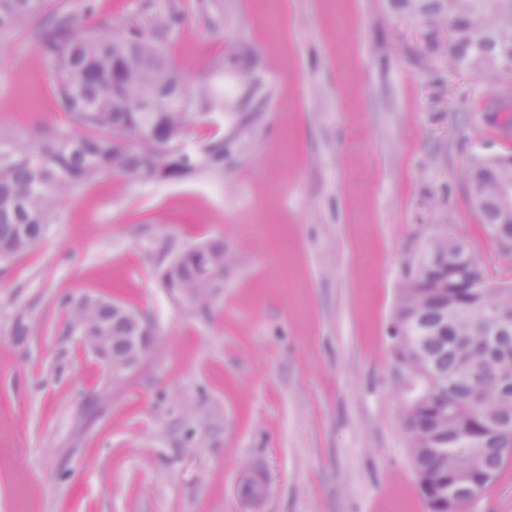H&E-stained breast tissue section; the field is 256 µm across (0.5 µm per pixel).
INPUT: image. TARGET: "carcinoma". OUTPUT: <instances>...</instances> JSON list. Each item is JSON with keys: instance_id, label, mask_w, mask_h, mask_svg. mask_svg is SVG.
<instances>
[{"instance_id": "carcinoma-1", "label": "carcinoma", "mask_w": 512, "mask_h": 512, "mask_svg": "<svg viewBox=\"0 0 512 512\" xmlns=\"http://www.w3.org/2000/svg\"><path fill=\"white\" fill-rule=\"evenodd\" d=\"M425 13H444L448 58L461 70L512 76V0H410ZM97 0H0V31L28 26L53 68V92L67 123L37 130L28 142L0 128V260L38 244L60 200L78 183L117 172L139 180H180L224 169L220 137L191 153V122L209 123L211 85H187L161 47L182 24L170 7L153 25L113 30ZM97 17L94 27L85 21ZM481 223L512 250V201L499 194L512 164L477 159L467 173ZM224 243L179 253L163 285L203 306L224 281ZM416 282L401 288L394 325L398 365L412 379L403 390V420L422 492L439 487L459 499L482 491L512 453V285L490 282L470 244L432 239L417 261ZM457 280L461 288H451ZM67 327L104 336L112 361L130 346L128 321L113 302L66 297Z\"/></svg>"}]
</instances>
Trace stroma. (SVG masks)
I'll use <instances>...</instances> for the list:
<instances>
[{"label": "stroma", "instance_id": "stroma-1", "mask_svg": "<svg viewBox=\"0 0 512 512\" xmlns=\"http://www.w3.org/2000/svg\"><path fill=\"white\" fill-rule=\"evenodd\" d=\"M99 3L145 24L169 0ZM178 3L164 46L190 83L260 86L186 140L236 134L222 172L101 175L0 265V512H427L390 327L434 237L467 240L512 283L466 179L476 158L512 155L477 111L512 103V78L455 68L443 16L401 0ZM242 112L257 115L243 130ZM64 121L34 40L0 38V127ZM209 240L232 261L199 308L159 273ZM82 295L153 327L120 383L66 327L60 300ZM257 478L263 494L244 495ZM473 510L512 512V455Z\"/></svg>", "mask_w": 512, "mask_h": 512}]
</instances>
